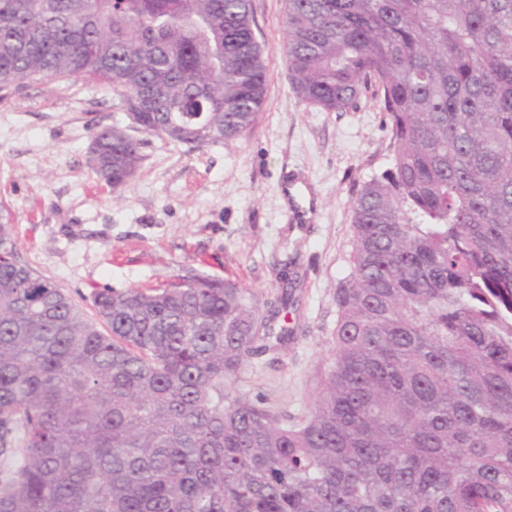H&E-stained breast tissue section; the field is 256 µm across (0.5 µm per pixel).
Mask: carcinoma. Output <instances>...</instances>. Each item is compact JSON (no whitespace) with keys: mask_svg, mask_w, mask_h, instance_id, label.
<instances>
[{"mask_svg":"<svg viewBox=\"0 0 512 512\" xmlns=\"http://www.w3.org/2000/svg\"><path fill=\"white\" fill-rule=\"evenodd\" d=\"M282 27L298 103L372 88L393 147L312 409L230 389L288 340L273 302L193 275L96 289L92 320L0 210V512H512V0H284ZM51 78L193 148L243 137L267 85L251 0H0V89ZM91 138L125 184L140 140Z\"/></svg>","mask_w":512,"mask_h":512,"instance_id":"carcinoma-1","label":"carcinoma"}]
</instances>
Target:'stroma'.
<instances>
[{"instance_id": "stroma-1", "label": "stroma", "mask_w": 512, "mask_h": 512, "mask_svg": "<svg viewBox=\"0 0 512 512\" xmlns=\"http://www.w3.org/2000/svg\"><path fill=\"white\" fill-rule=\"evenodd\" d=\"M284 0H252L264 48L265 102L243 137L200 148L142 135V161L124 185L89 164L93 129L126 124L112 93L45 79L0 91V206L12 214L20 260L66 289L94 316L97 288H158L209 275L262 298L289 292L274 327L278 349L254 356L231 382L281 416H305L333 347L335 290L350 271L353 201L391 162L379 99L325 112L301 106L290 84ZM308 177L317 217L291 218L282 185Z\"/></svg>"}]
</instances>
